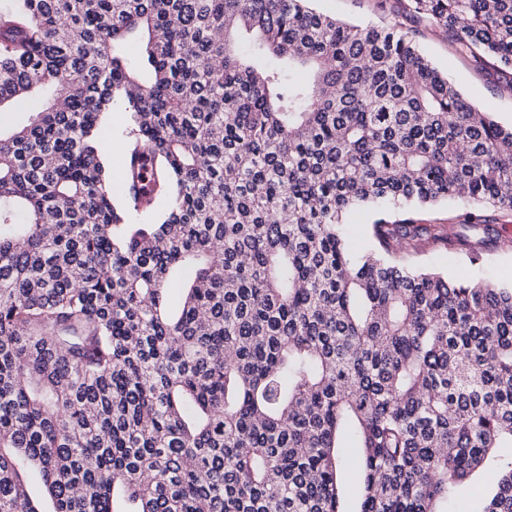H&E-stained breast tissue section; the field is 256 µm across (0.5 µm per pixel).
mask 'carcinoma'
Returning <instances> with one entry per match:
<instances>
[{
	"mask_svg": "<svg viewBox=\"0 0 512 512\" xmlns=\"http://www.w3.org/2000/svg\"><path fill=\"white\" fill-rule=\"evenodd\" d=\"M309 2L0 10V115L33 105L0 131V512H42L28 469L51 512H347L353 464V512H448L479 474L512 512V281L415 265L448 237L391 213L512 211V127ZM408 2L512 80V0ZM459 227L472 263L497 240ZM127 103L122 98H117L114 101L111 112L107 113L101 121L104 123L106 131L109 136H98L96 139V148L100 157L110 159L113 157V174L117 178L119 174V164L114 158L117 155V150L114 142L122 149L123 133L128 120ZM114 140V142L112 141ZM371 220L372 213L366 208L355 209L348 215L347 222L352 224V226L348 228V232H350L354 247L358 248L363 242L367 228L366 224L371 223Z\"/></svg>",
	"mask_w": 512,
	"mask_h": 512,
	"instance_id": "carcinoma-1",
	"label": "carcinoma"
}]
</instances>
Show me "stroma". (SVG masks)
<instances>
[{
  "mask_svg": "<svg viewBox=\"0 0 512 512\" xmlns=\"http://www.w3.org/2000/svg\"><path fill=\"white\" fill-rule=\"evenodd\" d=\"M314 8L347 22L364 26L397 28L407 34L419 50L462 94L485 111L494 113L503 125H512V86L505 79L459 55L452 33L436 29L411 16L404 0H314ZM421 267L467 279L504 275L512 270V237L502 236L498 246L484 250L478 263L465 260L461 252L424 250L414 255Z\"/></svg>",
  "mask_w": 512,
  "mask_h": 512,
  "instance_id": "35a3bbf8",
  "label": "stroma"
}]
</instances>
